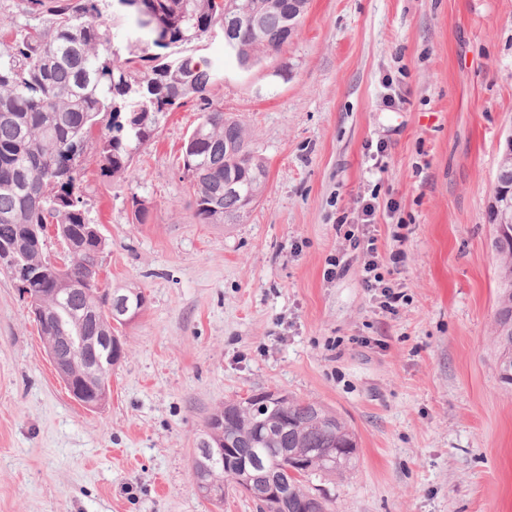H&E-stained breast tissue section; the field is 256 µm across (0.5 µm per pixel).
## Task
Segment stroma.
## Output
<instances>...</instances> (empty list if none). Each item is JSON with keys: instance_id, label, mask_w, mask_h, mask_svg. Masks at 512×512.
<instances>
[{"instance_id": "35a3bbf8", "label": "stroma", "mask_w": 512, "mask_h": 512, "mask_svg": "<svg viewBox=\"0 0 512 512\" xmlns=\"http://www.w3.org/2000/svg\"><path fill=\"white\" fill-rule=\"evenodd\" d=\"M199 55L219 76L210 99L267 164L263 193L242 223H197L179 169L193 100L140 149L136 179L101 174L90 139L80 189L105 239L101 280L146 305L119 327L111 395L89 410L0 272V512H256L234 491L205 499L190 469L206 417L266 389L354 431V470L310 481L332 512H512L488 215L512 135V0H310L258 66L219 36ZM341 220L374 235L395 312Z\"/></svg>"}]
</instances>
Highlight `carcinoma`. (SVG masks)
<instances>
[{"mask_svg":"<svg viewBox=\"0 0 512 512\" xmlns=\"http://www.w3.org/2000/svg\"><path fill=\"white\" fill-rule=\"evenodd\" d=\"M101 0H23L21 17L0 18V250L17 252L29 276L21 292L38 305L36 322L45 341L55 336H94L123 325L88 266L105 240L87 215L79 193L77 160L102 121L101 172L131 179L135 151L155 138L167 114L187 100L199 102V124L182 150L183 173L191 177L195 216L202 224H238L265 184L266 162L251 149L245 126L224 116L208 92L216 72L189 47L224 32V19L238 25L224 36V52L243 69L278 52L300 25L308 0H109L112 23L123 25L132 48L148 38L152 53L124 58L102 28ZM239 193L224 192V178ZM55 225L68 260L44 251L46 226ZM498 288L494 345L500 382L512 386V281ZM223 419L203 433L195 455L207 458V443L224 445L208 461L209 487H197L215 503L224 486L257 473L278 481L279 495L261 512H330L298 479L336 476L355 467V434L318 403L233 400L214 409Z\"/></svg>","mask_w":512,"mask_h":512,"instance_id":"carcinoma-1","label":"carcinoma"}]
</instances>
